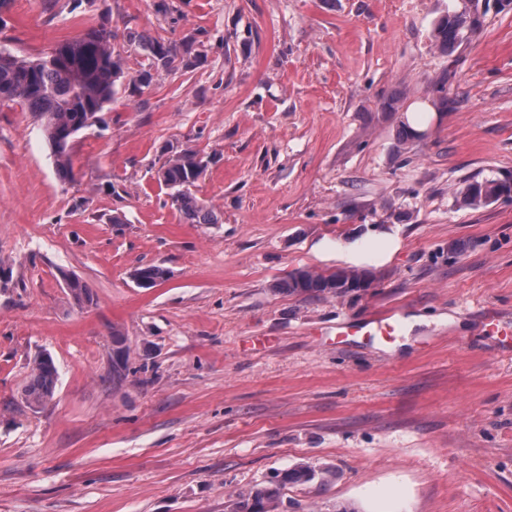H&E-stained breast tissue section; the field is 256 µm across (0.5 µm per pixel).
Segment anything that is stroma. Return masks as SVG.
I'll return each mask as SVG.
<instances>
[{
	"mask_svg": "<svg viewBox=\"0 0 512 512\" xmlns=\"http://www.w3.org/2000/svg\"><path fill=\"white\" fill-rule=\"evenodd\" d=\"M158 2L0 15L20 57L104 14L204 53L107 105L68 183L41 122L0 104V512H227L300 466L314 476L280 487L282 512H512V353L478 320L512 318V197L456 200L465 177L512 174V0H479L450 54L432 31L463 0ZM411 112L422 140L401 136ZM187 146L210 160L196 196L216 223H185L155 178ZM143 264L167 278L138 286ZM348 268L371 287L277 288ZM394 305L407 336L337 343L339 322ZM42 353L59 378L35 410ZM113 364H112V381L119 383L124 381L129 370L128 368V350L124 336L118 333L112 334ZM58 369L53 358L47 354L34 358L28 380L24 386V399L33 408L52 401L57 388Z\"/></svg>",
	"mask_w": 512,
	"mask_h": 512,
	"instance_id": "1",
	"label": "stroma"
}]
</instances>
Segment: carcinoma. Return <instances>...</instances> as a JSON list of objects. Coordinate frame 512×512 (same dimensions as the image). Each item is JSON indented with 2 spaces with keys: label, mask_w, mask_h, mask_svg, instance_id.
Segmentation results:
<instances>
[{
  "label": "carcinoma",
  "mask_w": 512,
  "mask_h": 512,
  "mask_svg": "<svg viewBox=\"0 0 512 512\" xmlns=\"http://www.w3.org/2000/svg\"><path fill=\"white\" fill-rule=\"evenodd\" d=\"M478 0H468L459 12L438 20L432 38L440 52L448 54L468 40L479 23ZM127 43L143 52L147 64L162 55L168 68L177 60L184 66L195 65L200 54L192 53L193 43L177 45L151 37L144 32L129 31ZM125 47L119 45L118 33L102 25L60 42L51 52L36 58H24L0 50V102L18 104L34 113L42 122L46 139L54 156L56 174L68 182L74 175L72 144L76 135L88 128V121L118 98L130 85L126 80ZM209 160L200 151L187 147L174 152L156 170L158 182L170 190L171 202L188 224H213L215 218L194 193L204 177ZM504 196L512 197V176H470L463 180L459 202L481 208ZM167 270L155 264L141 265L134 278L152 285L163 280ZM336 275H323L308 269L293 272L278 288L298 294L336 292ZM69 295L79 307L93 303L88 285L71 279L66 284ZM112 381L119 383L128 376V350L125 337L112 334ZM58 369L47 354L34 358L24 386V399L33 408L52 401L57 388ZM279 490L254 487L231 504L229 512H278Z\"/></svg>",
  "instance_id": "carcinoma-1"
}]
</instances>
